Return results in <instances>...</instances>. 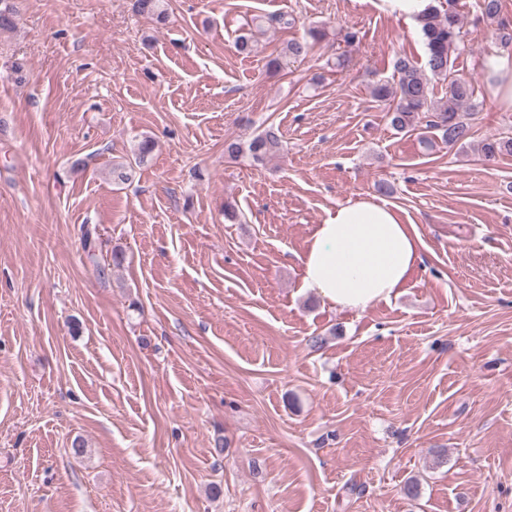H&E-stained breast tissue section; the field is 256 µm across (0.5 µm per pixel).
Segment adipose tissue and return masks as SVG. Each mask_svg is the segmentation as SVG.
<instances>
[{"mask_svg": "<svg viewBox=\"0 0 512 512\" xmlns=\"http://www.w3.org/2000/svg\"><path fill=\"white\" fill-rule=\"evenodd\" d=\"M489 95L512 112V52L487 54L480 63ZM422 240L394 206L374 196L337 204L316 225L299 262L303 286L323 303L354 313L390 300L421 260Z\"/></svg>", "mask_w": 512, "mask_h": 512, "instance_id": "ef3b65f1", "label": "adipose tissue"}]
</instances>
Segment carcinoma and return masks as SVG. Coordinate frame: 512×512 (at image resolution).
Masks as SVG:
<instances>
[{"mask_svg": "<svg viewBox=\"0 0 512 512\" xmlns=\"http://www.w3.org/2000/svg\"><path fill=\"white\" fill-rule=\"evenodd\" d=\"M161 0H135L141 14L164 18ZM479 19L495 28L504 46L512 45V23L503 17L502 0H477ZM419 26L426 50V67L406 55H398L392 63L391 79L379 81L372 88L373 97L388 105L390 125L399 133H408L424 125L437 132L441 143L453 148L462 146L471 137L472 116L478 108V88L474 79L455 69V61L463 51L460 15L439 3L419 17ZM311 48L310 40L294 39L285 44L282 54L295 59L304 58ZM446 82L445 96H431L427 74ZM278 135L267 130L246 143L229 142L224 153L231 159L246 154L254 162L262 163L279 151ZM485 161H494L512 154V135L499 133L486 138L480 146Z\"/></svg>", "mask_w": 512, "mask_h": 512, "instance_id": "1", "label": "carcinoma"}]
</instances>
